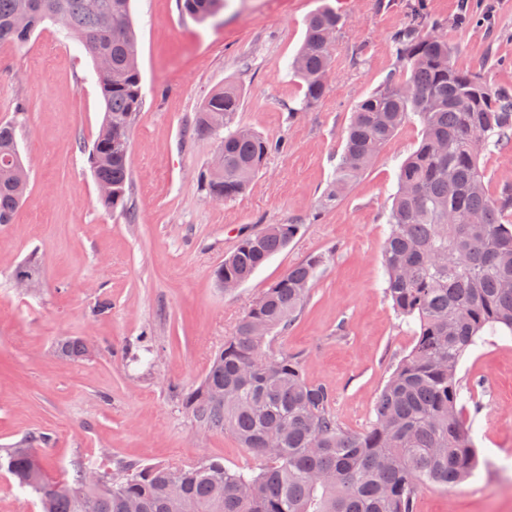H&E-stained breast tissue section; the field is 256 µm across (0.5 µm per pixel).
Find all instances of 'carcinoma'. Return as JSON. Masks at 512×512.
I'll use <instances>...</instances> for the list:
<instances>
[{
    "instance_id": "1",
    "label": "carcinoma",
    "mask_w": 512,
    "mask_h": 512,
    "mask_svg": "<svg viewBox=\"0 0 512 512\" xmlns=\"http://www.w3.org/2000/svg\"><path fill=\"white\" fill-rule=\"evenodd\" d=\"M181 12L202 23L224 0H179ZM52 19L76 37L96 68L105 106L89 153L95 180L112 185L104 207L134 217L130 135L143 104L131 0H0V44H26ZM427 15L413 9L394 34L400 73L359 102L350 118L336 174L325 192L333 203L366 170L410 119L421 141L401 165L382 262L385 294L396 314L416 324L415 343L396 366L362 432L340 426L331 392L305 380L300 359L266 346L298 317L324 257L298 264L250 305L233 335L211 360L184 408L208 432H230L260 459L257 468L230 470L204 457L180 467L122 464L86 482L81 467L66 481L46 479L30 444L0 448V470L37 497L41 512H413L421 489L456 487L471 477L478 455L463 421L457 368L482 333H512V183L488 193L480 152L512 142V93L457 67L453 47L424 30ZM346 18L327 3L309 17L291 62L303 96L298 111L325 97L335 63L327 30ZM241 90L214 91L196 114V130L219 140L224 166L199 174L206 195L227 201L243 194L266 158L286 147L236 124ZM28 173L12 123L0 124V224L25 199ZM296 224H268L245 234L215 271L218 283L245 282L296 236ZM60 352L87 355L67 337Z\"/></svg>"
}]
</instances>
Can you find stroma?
Listing matches in <instances>:
<instances>
[{"label": "stroma", "mask_w": 512, "mask_h": 512, "mask_svg": "<svg viewBox=\"0 0 512 512\" xmlns=\"http://www.w3.org/2000/svg\"><path fill=\"white\" fill-rule=\"evenodd\" d=\"M344 15L322 103L298 112L289 64L321 2ZM423 2L458 67L512 89V0H477L493 18L462 25L458 0H226L215 18L182 15L177 0H131L143 107L131 134L135 221L105 209L88 163L104 103L92 60L48 20L27 45L0 46V123L17 127L29 171L24 202L0 226V448L35 439L49 476L124 462L226 468L259 461L229 434L201 432L182 395L203 379L250 304L288 268L321 255L301 314L272 352L298 356L307 381L327 386L343 427L365 430L412 325L384 294L382 246L401 162L421 138L407 122L338 201L322 205L354 106L397 71L394 32ZM238 85L237 123L288 149L266 159L252 186L217 202L198 175L218 150L194 129L214 90ZM265 224L299 230L282 252L227 291L215 270L243 234ZM34 261L30 287L17 266ZM109 310L97 314L99 304ZM89 347L74 360L65 337ZM471 387L462 415L489 469L455 489L423 488L416 512H512V335H486L463 356Z\"/></svg>", "instance_id": "obj_1"}]
</instances>
